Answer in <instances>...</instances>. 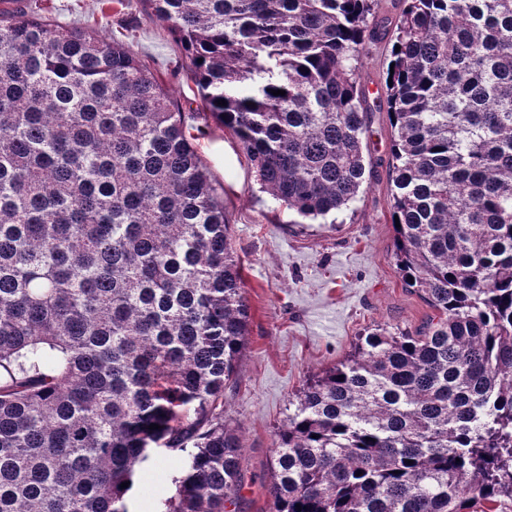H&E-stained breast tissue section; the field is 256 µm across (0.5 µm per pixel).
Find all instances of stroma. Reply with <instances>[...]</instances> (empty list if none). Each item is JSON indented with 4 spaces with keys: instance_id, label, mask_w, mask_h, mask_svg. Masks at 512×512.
Segmentation results:
<instances>
[{
    "instance_id": "1",
    "label": "stroma",
    "mask_w": 512,
    "mask_h": 512,
    "mask_svg": "<svg viewBox=\"0 0 512 512\" xmlns=\"http://www.w3.org/2000/svg\"><path fill=\"white\" fill-rule=\"evenodd\" d=\"M10 2L39 7L57 24L104 30L130 43L184 112L199 154L223 184L224 214L232 249L243 263L251 314L236 381L224 392V422L242 444V512H270L274 431L305 380L343 360L366 331H414L434 315L405 287L393 256L387 112L368 115L369 171L353 211L333 224H287L271 196L259 191L235 134L199 118L189 60L143 0H128L124 9L111 0Z\"/></svg>"
}]
</instances>
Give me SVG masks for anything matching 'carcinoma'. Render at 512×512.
<instances>
[{"label": "carcinoma", "mask_w": 512, "mask_h": 512, "mask_svg": "<svg viewBox=\"0 0 512 512\" xmlns=\"http://www.w3.org/2000/svg\"><path fill=\"white\" fill-rule=\"evenodd\" d=\"M146 6L279 209L351 207L381 0ZM384 36L393 255L436 316L306 381L272 512L512 499V0H403ZM249 322L224 186L169 94L128 45L1 10L0 512H129L152 444L181 462L165 512H237L224 389Z\"/></svg>", "instance_id": "cac0c4a2"}]
</instances>
